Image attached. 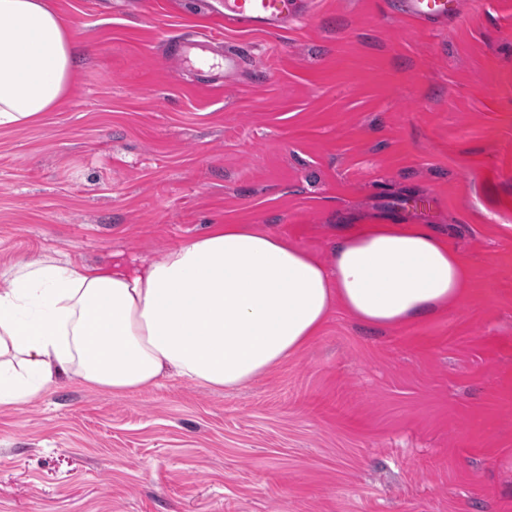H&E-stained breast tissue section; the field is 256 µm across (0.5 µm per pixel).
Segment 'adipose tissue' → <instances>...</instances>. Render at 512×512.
<instances>
[{"mask_svg":"<svg viewBox=\"0 0 512 512\" xmlns=\"http://www.w3.org/2000/svg\"><path fill=\"white\" fill-rule=\"evenodd\" d=\"M75 56L45 0H0V129L65 97ZM0 407L73 375L123 395L164 377L252 382L303 350L335 307L375 327L422 320L462 297L467 273L425 224H357L329 262L253 224H211L132 266L18 258L0 278Z\"/></svg>","mask_w":512,"mask_h":512,"instance_id":"1","label":"adipose tissue"}]
</instances>
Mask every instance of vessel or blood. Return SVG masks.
Returning <instances> with one entry per match:
<instances>
[{"label":"vessel or blood","mask_w":512,"mask_h":512,"mask_svg":"<svg viewBox=\"0 0 512 512\" xmlns=\"http://www.w3.org/2000/svg\"><path fill=\"white\" fill-rule=\"evenodd\" d=\"M460 0H402L400 12L413 20L432 23L447 21ZM305 0H224V24L251 31L272 33L294 24L303 14Z\"/></svg>","instance_id":"b4317fda"}]
</instances>
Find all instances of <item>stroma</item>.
<instances>
[{
  "instance_id": "35a3bbf8",
  "label": "stroma",
  "mask_w": 512,
  "mask_h": 512,
  "mask_svg": "<svg viewBox=\"0 0 512 512\" xmlns=\"http://www.w3.org/2000/svg\"><path fill=\"white\" fill-rule=\"evenodd\" d=\"M46 2L79 57L53 112L0 129V267L158 259L209 224L324 258L393 223L431 225L470 277L422 322L335 310L236 389L64 379L0 409V512H512V0L437 24L315 0L218 41L221 0ZM178 36L207 67L171 59Z\"/></svg>"
}]
</instances>
